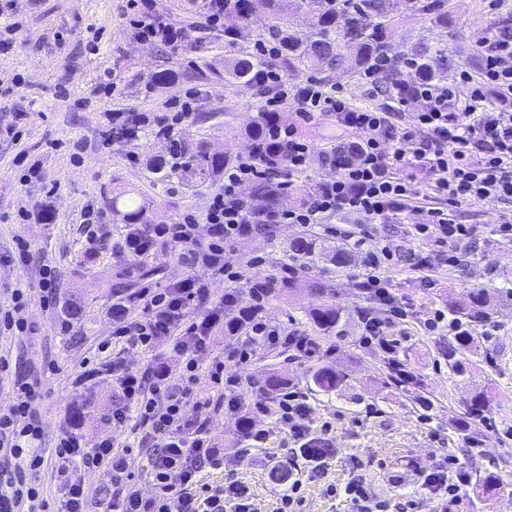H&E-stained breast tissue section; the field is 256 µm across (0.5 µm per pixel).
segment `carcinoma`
Listing matches in <instances>:
<instances>
[{"instance_id": "obj_1", "label": "carcinoma", "mask_w": 512, "mask_h": 512, "mask_svg": "<svg viewBox=\"0 0 512 512\" xmlns=\"http://www.w3.org/2000/svg\"><path fill=\"white\" fill-rule=\"evenodd\" d=\"M450 0H259L269 29L278 34L282 48L273 62L285 75L309 71H342L359 77L377 68L381 69V91L394 92L399 97L409 95L418 81H440L448 76L456 61L445 48L418 44L410 58L412 71L396 66L382 68L386 57V32L396 17L405 12H419L435 27L448 26ZM253 10V0H224V13L237 24L224 28V82L253 88L259 94L270 91L255 81V74L266 66V61L239 43L241 30L247 27ZM302 12L305 21L295 28L288 17ZM271 117L262 109L245 128V134L254 142L264 139ZM359 147L354 142L338 141L327 150L329 156L342 164L356 157ZM169 156L173 159L170 173L180 171L200 183L215 179L224 167L232 163L227 153H212L204 145H193L184 138L171 139ZM286 149L272 145L258 157L264 175L252 185L247 196L248 220L264 234L273 232L276 215L288 205L289 193L273 176L282 172ZM112 211L124 224H141L145 205L136 198L119 192L112 196ZM284 266L288 276L281 280L284 288L297 287L306 270L326 262L344 272L354 262L353 251L345 243L329 245L316 238L298 237L289 244ZM490 299L480 288L469 290L452 306V311L468 320L471 330L489 318ZM309 339L343 338L348 331V317L342 306L329 303L309 315ZM456 345L448 347V359L457 353L470 352L475 336H458ZM310 389L323 394L342 391L347 376L330 366H320L309 379Z\"/></svg>"}]
</instances>
